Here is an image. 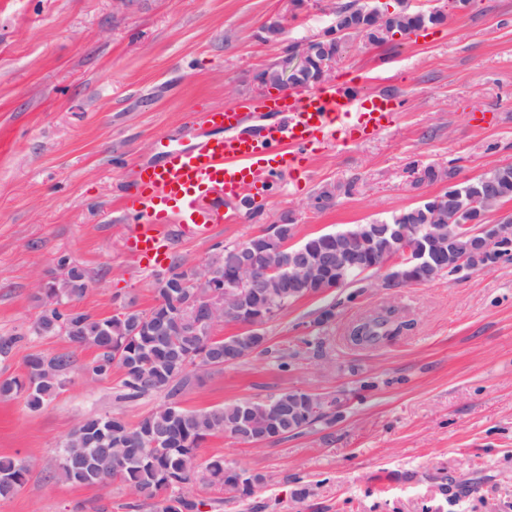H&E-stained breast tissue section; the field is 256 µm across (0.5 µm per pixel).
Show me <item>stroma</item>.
<instances>
[{"mask_svg": "<svg viewBox=\"0 0 512 512\" xmlns=\"http://www.w3.org/2000/svg\"><path fill=\"white\" fill-rule=\"evenodd\" d=\"M437 4L446 19L429 42L351 38L333 66L335 81L403 97L389 128L317 151L214 239H174L170 261L196 265L214 243L246 241L285 210L301 240L447 190L416 183L414 166L454 168L460 182L512 166V0H409L423 11ZM333 21L329 0H0V336L20 339L0 359V377L22 375L29 353L72 350L64 334L31 331L43 308L38 285L55 277L60 256L97 277L76 309L109 316L129 301L155 304L157 272L124 241L120 191L132 164L156 160L162 139L202 134L199 113L258 99L256 72ZM272 22L283 33L264 40ZM330 185L340 188L334 205L311 208ZM383 277L301 299L267 324L273 348L293 351L317 335L323 356L284 370L252 356L199 371L179 395L188 409L291 388L344 401L335 423L284 441L208 438L197 463L220 456L263 481L247 495L195 485L202 512H512V263L399 288L382 287ZM328 306L333 322L316 326ZM387 311L403 322L399 335L373 348L350 343L354 324ZM93 356L77 353L71 383L39 411L0 399V457L29 466L0 512H156L117 481L49 478L80 420L110 414L134 424L167 402L123 399L120 370L104 380L84 373Z\"/></svg>", "mask_w": 512, "mask_h": 512, "instance_id": "obj_1", "label": "stroma"}]
</instances>
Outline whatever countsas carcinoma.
<instances>
[{
    "instance_id": "cac0c4a2",
    "label": "carcinoma",
    "mask_w": 512,
    "mask_h": 512,
    "mask_svg": "<svg viewBox=\"0 0 512 512\" xmlns=\"http://www.w3.org/2000/svg\"><path fill=\"white\" fill-rule=\"evenodd\" d=\"M444 20L442 11L425 14L403 5L392 12H381L363 0H346L336 7L333 25L320 41L321 54L308 59V66L299 75L298 83L312 86L320 81L321 56L337 57L343 43L353 35L378 44L386 41L390 33L408 34ZM415 174L418 183L434 182L454 178L455 170L427 165ZM483 191L481 177L448 187V192H459L465 198L480 195ZM335 198L336 187L326 186L314 195L311 205L317 210H325L334 205ZM425 224L448 229V208L438 206L434 199L425 200L381 221L379 226L354 224L336 231L334 246L356 249L365 267L369 268L384 258L396 257L407 236L412 237L417 249L426 248L421 232ZM468 231L467 227H458L456 238L449 242L444 240L440 246L445 267L451 274L486 265V260L471 257L462 264L458 263L468 252ZM294 236V219L286 213L284 223L274 226L272 233L224 246V282L243 277L250 270L249 264H261L268 256L275 257L280 276L286 278L291 273L294 249L305 248L313 258L320 254L321 235L287 246ZM68 275L67 287L55 290L61 294V299L53 300L55 291L45 289V303L35 320L34 334L48 336L64 331L75 348H95V355L85 365L84 371L98 379H106L112 375L113 369H119L124 399H137L164 391L171 402L135 424L113 415L83 419L77 425V429L83 432L81 447L63 449L58 466L49 478L87 485L118 480L144 501L160 498L163 492L168 493L167 497L160 498L157 512H200L199 502L190 492L196 482L226 486L248 495L262 481L257 474L226 466L222 457H212L198 469H184L185 459L196 457L198 449L208 438L245 428L249 432L246 441L250 443L257 439L285 440L318 424L333 422L336 398L303 390L285 391L266 398L197 411L185 409L174 401L190 386L195 372L206 365L224 367V356L228 354L239 360L256 354L275 359L282 368L288 365V354L269 346L264 332L246 338L239 334L218 337L214 330L199 329L186 320L183 306L193 289L178 286V279L183 276L181 265L173 263L165 272L174 287L156 291L157 300L150 309L140 311L124 305L121 312L108 317H98L70 307L71 302L87 292L88 283L83 269L76 265L69 268ZM390 278L396 284L412 278L420 284L428 282L425 271L420 269L409 274L397 267ZM296 301L298 297L286 291L248 288L241 304L242 315L235 316V319L239 321L243 315L270 308L278 314ZM395 331L390 316L378 315L353 329L352 340L357 344L376 346ZM75 362V355L68 352L53 355L31 353L25 358L24 375L0 378V398H21L30 411H38L64 390L70 382L69 374ZM284 397L294 400L299 411L292 422L288 421V407L279 404ZM152 437L159 439L157 447H137V439ZM102 448L121 449L124 454L112 459L111 468L100 471L97 462L102 456ZM28 473L25 460L0 457V498L21 487Z\"/></svg>"
}]
</instances>
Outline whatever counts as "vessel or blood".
<instances>
[{
	"mask_svg": "<svg viewBox=\"0 0 512 512\" xmlns=\"http://www.w3.org/2000/svg\"><path fill=\"white\" fill-rule=\"evenodd\" d=\"M258 107L284 118L242 134V105L205 112L200 121L212 133L135 166L132 187L121 197L129 249L163 264L173 237H213L221 224L235 222L239 204L261 197L267 175L288 177L314 145L335 146L351 130L377 136L401 104L387 92L339 83L286 93Z\"/></svg>",
	"mask_w": 512,
	"mask_h": 512,
	"instance_id": "b4317fda",
	"label": "vessel or blood"
}]
</instances>
